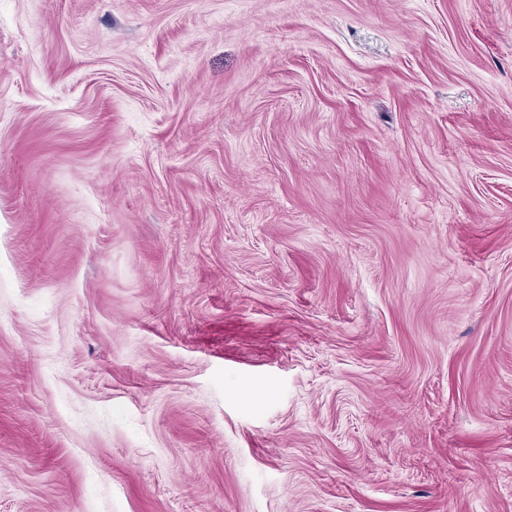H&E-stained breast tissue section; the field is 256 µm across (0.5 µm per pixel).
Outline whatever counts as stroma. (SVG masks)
Segmentation results:
<instances>
[{
    "mask_svg": "<svg viewBox=\"0 0 512 512\" xmlns=\"http://www.w3.org/2000/svg\"><path fill=\"white\" fill-rule=\"evenodd\" d=\"M0 512H512V0H0Z\"/></svg>",
    "mask_w": 512,
    "mask_h": 512,
    "instance_id": "stroma-1",
    "label": "stroma"
}]
</instances>
